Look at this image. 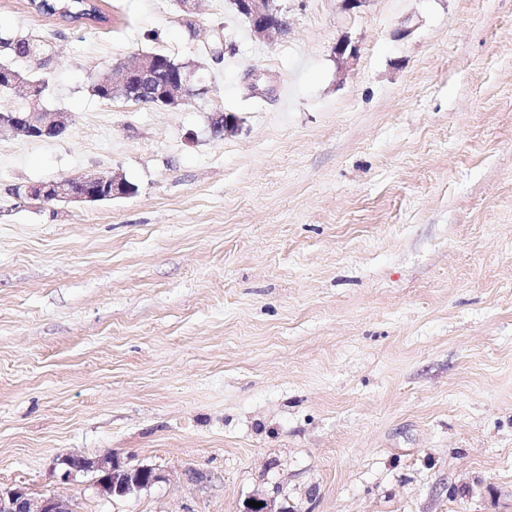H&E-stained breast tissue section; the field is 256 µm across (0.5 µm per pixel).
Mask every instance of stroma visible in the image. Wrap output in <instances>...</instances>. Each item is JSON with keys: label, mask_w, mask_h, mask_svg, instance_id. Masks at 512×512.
I'll use <instances>...</instances> for the list:
<instances>
[{"label": "stroma", "mask_w": 512, "mask_h": 512, "mask_svg": "<svg viewBox=\"0 0 512 512\" xmlns=\"http://www.w3.org/2000/svg\"><path fill=\"white\" fill-rule=\"evenodd\" d=\"M95 3L70 25L0 0L1 29L50 43L12 64L69 121L0 134V487L75 512H512V0H282L270 41L229 0L189 26L176 0ZM142 52L207 93L91 95ZM218 110L238 134L209 135ZM86 173L136 192L13 193ZM109 454L158 481L63 480ZM106 176H112V178L106 179L100 174L90 173L67 179L64 181L63 186L57 190V193L52 196H48L40 190L37 192V189L42 188L41 185L31 186L28 187L27 196L34 201H39L41 204H51L56 202L92 203L104 201L106 198L112 197L114 199L133 194V187L127 183L124 177L117 175ZM107 190L112 192V195L106 194ZM68 469L64 472V479H69L77 472L88 471L96 468L99 472L97 486L100 493L108 497L129 498L154 484L159 476L153 468L148 466H130L116 455H109L98 462L93 463L80 457L71 456L66 460Z\"/></svg>", "instance_id": "1"}]
</instances>
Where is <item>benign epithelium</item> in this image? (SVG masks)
<instances>
[{
    "instance_id": "benign-epithelium-1",
    "label": "benign epithelium",
    "mask_w": 512,
    "mask_h": 512,
    "mask_svg": "<svg viewBox=\"0 0 512 512\" xmlns=\"http://www.w3.org/2000/svg\"><path fill=\"white\" fill-rule=\"evenodd\" d=\"M238 14L247 20L253 35L257 38L270 39L287 30V27L273 22L281 13L277 0H231ZM120 81L113 90L129 95L128 82L132 77L141 81V86H153L157 74L162 71L173 72L174 81L162 91L160 101L169 107L186 103L189 99L206 92L203 87L192 83V69L185 68L182 63H172L166 57L140 58L131 64L117 67ZM21 134L54 138L61 135L66 126L63 112H27L18 119L12 115L0 116V129L5 124ZM211 134L216 138H224L238 134L241 126L240 118L233 112H213L208 123ZM133 194L131 187L122 176L114 175L111 179L97 173L81 175L64 181L57 193L48 196L39 191V186H31L27 196L42 204L56 202L92 203L110 196L127 197ZM68 469L63 477L68 479L77 472L96 468L99 472L97 486L100 493L108 497L129 498L154 484L159 476L148 466H130L115 455H109L94 464L80 456H72L66 460ZM0 512H74L70 502L58 495L49 494L38 499L32 498L24 487L0 489Z\"/></svg>"
}]
</instances>
